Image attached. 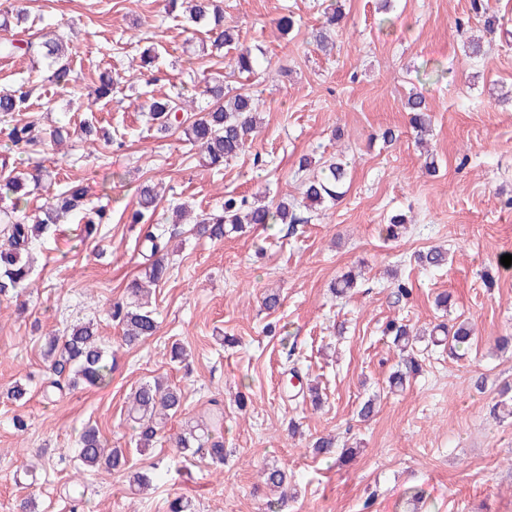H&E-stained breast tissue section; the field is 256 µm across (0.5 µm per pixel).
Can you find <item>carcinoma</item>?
Masks as SVG:
<instances>
[{"instance_id": "1", "label": "carcinoma", "mask_w": 512, "mask_h": 512, "mask_svg": "<svg viewBox=\"0 0 512 512\" xmlns=\"http://www.w3.org/2000/svg\"><path fill=\"white\" fill-rule=\"evenodd\" d=\"M173 7H180L193 23L203 22L209 26L210 46L215 50L232 47L238 35L223 25L224 9L221 0H170ZM476 11L484 16V28L488 35L499 29L496 15L489 13L487 0H473ZM0 55L8 58L25 56L34 64L48 62L49 81L61 89L77 87L78 77L70 64L61 62L65 55L62 42L53 33L35 25L20 32L11 27L9 17L0 21ZM234 66L241 74L257 72L258 56L247 48H241L233 58ZM203 86L196 95H187L178 90L157 98L149 95L140 104L141 111L147 113L150 121L159 129L167 131L182 129L191 146L198 148L205 164L220 167L246 151L251 135L256 129V116L260 104L249 93L224 94V74L217 70L202 80ZM118 82L112 75L103 72L99 85L94 89L95 99H110ZM409 112V123L417 137H422L431 123L430 108L426 97L420 92L410 94L405 102ZM32 110L31 90L22 82L8 88H0V121L14 119V115ZM182 112H193L195 118L189 122L179 118ZM66 127L57 126L41 133L35 121L16 122L9 127L7 134L8 150L38 151L44 145H61L66 141ZM10 156H0V168L9 174L0 180V191L14 196L12 211L0 210V233L6 242L0 245V295L19 294L32 284L33 265L22 254L29 253L32 244L44 237L54 224H59L83 209L87 196L86 187L80 182L71 183L65 190L51 195L47 206L40 208V215L30 217L22 213L21 204L41 186V175L22 173L9 169ZM349 175L348 163L338 158L324 165L321 175L303 182L302 200L288 202L282 198L277 202L263 203L258 197L241 195L224 197L221 208L211 212H201L193 219L192 231L211 240H221L227 231L239 232L246 224H304L308 219L300 216V209L312 212L325 202L337 201L344 194ZM157 213V194L154 188L144 185L139 189V210L132 214V222L137 223L145 213ZM149 243L144 253V272L127 287L137 301L119 299L110 304L108 315L123 330L125 344L134 345L141 339L156 333L158 322L155 310L145 301L151 290L159 285L167 275L168 267L161 244L153 236L146 237ZM417 260L426 267H439L447 262L446 253L429 250L417 255ZM452 350L468 349L473 328L468 323L439 325ZM385 334L392 338V344L404 356L405 368L419 371L421 364L414 354L411 332L403 323L391 320ZM44 356L48 362L47 371L59 377H66L67 386H103L112 381V361L97 329L91 321H78L69 326L61 335L56 333L46 337ZM213 409L208 419L193 427L178 438L177 451L192 456L210 457L224 460V442L218 437L224 421V408L220 401L212 400ZM183 408V396L174 386H163L158 381L142 383L131 395L130 412L136 442L140 451L148 449L164 428L166 420ZM76 470L79 473H107L120 471L127 459L123 449L108 448L93 426L82 428L77 440Z\"/></svg>"}]
</instances>
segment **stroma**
Wrapping results in <instances>:
<instances>
[{"label": "stroma", "instance_id": "stroma-1", "mask_svg": "<svg viewBox=\"0 0 512 512\" xmlns=\"http://www.w3.org/2000/svg\"><path fill=\"white\" fill-rule=\"evenodd\" d=\"M324 0H224V24L240 46L261 50L262 71L234 72V50L203 53L205 27L171 11L169 0H28L68 41L78 92L41 81L33 116L42 127L92 120L121 148L76 142L49 154H15L18 169L49 171L50 188L30 196L29 209L48 192L80 180L87 205L106 208L111 223L84 238L77 219L55 225L36 242L31 289L0 296V512L32 498L38 512H70L67 486L88 487L92 512H166L182 498L193 512H512V418L491 408L512 382V351L496 337L512 333V107L498 103L512 83V42L497 39L480 63L462 45L481 24L471 0H345L337 48L326 56L313 43ZM293 15V31L276 21ZM159 59L141 69V55ZM446 67L431 74L432 63ZM221 70L229 94L248 91L261 101V127L248 151L215 171L178 135L159 133L138 108V94L163 96L191 73ZM120 84L112 101L89 91L101 72ZM423 93L431 107L435 174L403 103ZM398 139L384 143L385 128ZM345 155L352 170L345 195L313 212L308 223L254 225L223 240L196 238L189 225L168 244L169 274L152 296L158 328L129 347L109 318L111 300L125 297L140 276L147 227L132 224L137 190L162 183L159 210L186 203L220 207L225 194L262 193L297 199L301 157ZM409 222L402 237L385 238L391 215ZM447 248L442 268H422L418 251ZM361 270L347 297L332 287ZM412 293L397 300L395 282ZM280 294L277 309L261 304ZM448 293L447 309L435 298ZM93 320L112 354V382L77 387L47 399L44 344L74 320ZM415 329L453 320L475 328L464 355L417 343L423 370L404 388H390L402 364L383 329L389 320ZM185 362L171 361L173 344ZM318 385L320 408L286 395L289 364ZM160 377L180 387L184 410L168 421L152 448L138 451L127 421L128 396ZM26 384V403L8 398ZM245 406H238L237 397ZM376 397L367 422L357 411ZM224 402V460L181 457L177 435L194 426L213 398ZM24 415L17 433L11 420ZM109 446L125 449L124 471L77 475L72 459L84 425ZM332 435L336 451L316 453ZM157 469L146 490L129 484L137 471ZM284 470L287 494L277 508L262 472Z\"/></svg>", "mask_w": 512, "mask_h": 512}]
</instances>
